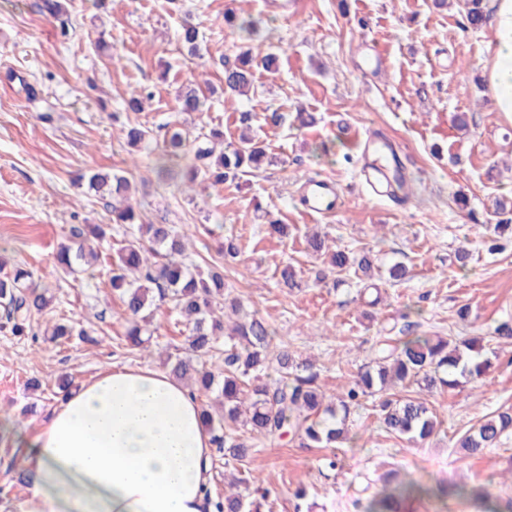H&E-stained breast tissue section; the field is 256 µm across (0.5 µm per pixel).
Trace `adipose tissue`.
I'll return each instance as SVG.
<instances>
[{
  "label": "adipose tissue",
  "mask_w": 512,
  "mask_h": 512,
  "mask_svg": "<svg viewBox=\"0 0 512 512\" xmlns=\"http://www.w3.org/2000/svg\"><path fill=\"white\" fill-rule=\"evenodd\" d=\"M491 60L482 77L496 111L512 116V0H489ZM30 484L18 512H214V453L201 403L149 367L82 383L34 434L17 432Z\"/></svg>",
  "instance_id": "1"
}]
</instances>
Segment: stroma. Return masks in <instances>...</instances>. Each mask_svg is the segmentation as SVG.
<instances>
[{
	"label": "stroma",
	"instance_id": "35a3bbf8",
	"mask_svg": "<svg viewBox=\"0 0 512 512\" xmlns=\"http://www.w3.org/2000/svg\"><path fill=\"white\" fill-rule=\"evenodd\" d=\"M37 4L0 0V256L53 294L46 319L91 329L95 340L16 336L2 329L0 313V421L35 431L59 402L60 378L78 385L112 369L159 370L184 342L187 329L167 302L155 313L148 351L126 347L108 259L75 278L56 273V247L73 225L107 224L111 244L125 239L105 201L73 182L88 167L121 169L145 204V222L188 229L185 262L223 265L226 294L259 312L296 357L315 361L326 395L343 393L376 343L409 321L420 335L481 339L492 362L481 380L428 396L440 433L426 442L387 433L369 397L352 416L354 447H303L287 435L258 442L239 468L270 490L273 512H294L300 487L305 512H365L391 470L431 485L488 482L500 502L511 500L512 434L478 456L455 446L480 419L512 409V342L496 333L512 323V235L493 232L496 201L512 200V118L495 111L479 81L491 36L464 27L463 0L444 8L433 0H300L288 16L263 0H108L102 9L72 0L66 41ZM228 12L259 19V37L226 27ZM187 21L199 30L196 57L180 41ZM370 45L386 59L376 74L358 67ZM250 48L278 53L277 71H256L248 96H225L224 61ZM190 85L204 94L203 111H179L176 93ZM139 87L151 98L137 119L156 138L173 126L218 129L229 146L249 128L266 150L262 167L218 188L161 190L154 156L126 142L123 103ZM274 111L276 124L266 120ZM300 111L315 124L298 128ZM460 112L468 130L453 123ZM371 131L400 150L403 201L374 197L364 185L360 141ZM308 178L334 181L344 207L327 218L305 215L298 199ZM272 217L287 224L285 236L267 234ZM315 230L330 248L370 253L378 305L361 300L354 275L325 271L323 258L307 251ZM227 237L236 257L219 250ZM287 263L301 289L278 287ZM396 263L408 269L398 282L388 274ZM32 380L39 391L28 389ZM333 455L342 466L330 471L321 461ZM26 468L24 448L0 432V512H17Z\"/></svg>",
	"mask_w": 512,
	"mask_h": 512
}]
</instances>
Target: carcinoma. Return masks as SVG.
<instances>
[{"instance_id":"cac0c4a2","label":"carcinoma","mask_w":512,"mask_h":512,"mask_svg":"<svg viewBox=\"0 0 512 512\" xmlns=\"http://www.w3.org/2000/svg\"><path fill=\"white\" fill-rule=\"evenodd\" d=\"M484 0H465L464 18L467 26L477 29L484 21ZM46 14L60 22V35L70 34L68 0H43ZM224 22L237 24L247 37L259 30V21L246 18L235 21L227 15ZM199 31L186 24L181 40L188 52H199ZM278 58L273 53L254 54L247 50L238 62L224 70V90L244 95L248 92L253 67L262 66L268 72L277 70ZM182 112H201L205 99L193 87L182 90L177 97ZM127 143L139 150L153 141V131L141 125L127 129ZM221 132L189 139L180 128L168 131L163 170L175 179L174 166L185 155L194 153V162L185 179L197 183L221 185L247 168L257 167L265 151L253 140L244 138L229 151L215 153L213 140ZM79 185L87 186L99 199H110L112 221L129 226L130 238L117 249L113 257L111 284L125 306L127 327L125 340L135 349L145 348L143 338L151 325L159 304L169 301L188 327L184 346L175 360H166L171 373L181 381L190 380L198 392L218 393L224 412L214 414L209 406L202 407L204 426L212 441L224 449L227 458L242 462L253 450V440L276 438L285 434L301 445L310 443L325 447L344 448L357 440L352 432V409L361 399L379 395V419L385 429L410 441H425L434 435L436 413L418 397L400 396L396 388L413 383L421 390L457 387L461 380H478L485 376L491 362L483 356V346L476 338L456 342L443 336H419L407 333L398 339L379 344L368 362L359 367L356 377L345 392L334 401H326L317 384L318 372L308 360H298L288 347L277 343L276 331L257 312H243V304L224 295V275L214 268L189 267L183 260L187 234L178 233L168 224H142L140 212L132 204L129 179L118 173L91 171L78 176ZM74 240L60 244L58 266L63 274L77 276L86 263L81 231L72 229ZM308 249L328 258V265L340 272H353L358 279L373 277V263L366 254L338 249L328 251L325 238L313 234L306 239ZM52 298L39 290L33 273L20 266L7 267L0 257V306L6 313L4 326L15 335L29 334L38 338L33 317L47 311ZM229 305L238 316L226 329L224 321L215 316L214 306ZM73 329L68 324L45 323L43 335L52 341L68 339ZM224 338L223 369L206 367L205 357L218 350L219 338ZM512 429V413L500 412L482 420L474 431L463 435L457 443L467 454L476 456L496 446L501 437ZM448 493V487L437 490L410 474L387 478L374 494L368 512H403L401 504L430 497L437 492ZM457 494L469 496L483 505V512H502L490 486L468 488L459 486ZM245 502L240 491L224 494L217 504L218 512H261L263 501Z\"/></svg>"}]
</instances>
